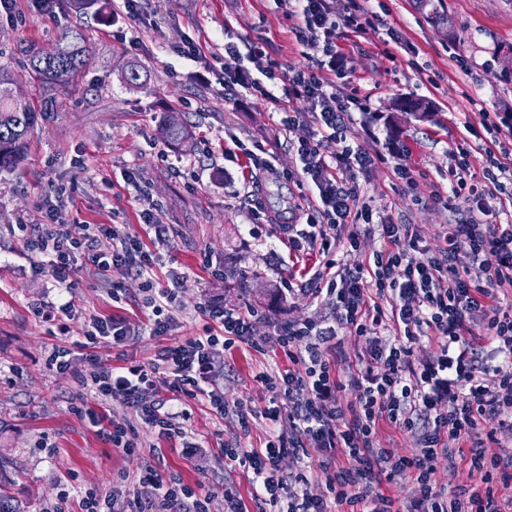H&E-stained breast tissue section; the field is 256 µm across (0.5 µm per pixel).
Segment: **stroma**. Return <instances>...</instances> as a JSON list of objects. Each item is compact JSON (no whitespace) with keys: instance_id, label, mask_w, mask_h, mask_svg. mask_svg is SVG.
Listing matches in <instances>:
<instances>
[{"instance_id":"obj_1","label":"stroma","mask_w":512,"mask_h":512,"mask_svg":"<svg viewBox=\"0 0 512 512\" xmlns=\"http://www.w3.org/2000/svg\"><path fill=\"white\" fill-rule=\"evenodd\" d=\"M442 4L444 16L438 19L419 7L418 0H371L369 7L382 23L378 30L341 39L348 69L336 81L340 95L357 92L370 98L369 112L353 115L348 144L369 143L383 151L398 141L426 174L405 195L393 184L391 164L379 165L357 173L364 195L378 216L413 225L431 245L438 244L445 225L468 212L464 198L443 204L430 197L432 188L447 191L456 145L470 127L484 141H493L485 113H512V82L502 78L504 68L512 69V0ZM21 7L24 18L0 15V66L16 75V98L28 99L37 91L25 76L20 42L51 43L62 31L78 29L95 62L78 78L65 111L35 129L20 171L0 174V502L16 512H79L77 495L63 497V490H109L118 475L136 476L143 459L137 452L112 449L97 437L87 417L72 410L76 374L87 367V351L39 323L33 308L69 303L75 330L84 318L109 312L136 325L149 313L146 295L140 280L128 277L119 298H112L110 283L84 260L78 261L69 287H59L50 273L35 270L19 222L37 221L45 198L62 187L70 196L65 219L72 235L86 224L124 226L156 254L157 287H165L168 270L184 273L177 320L167 336H144L100 349V357L117 366L129 360L149 362L158 345L202 335L205 321L198 307L206 301L228 309H264L268 318L253 332L260 344L282 322L323 315L318 302L283 287L287 281H304L317 260L309 250L289 252L280 227L301 214L303 200L286 175L301 171L290 144L312 133L309 105L294 101L300 122L285 134L277 109L245 91L226 94L222 85L225 74L239 66L225 54V43L265 42L276 65V77L267 86L283 99L289 77L321 57L322 45L297 41L294 19L276 0H139L133 16L121 0H107L101 15L75 11L68 0H57L49 14L38 11L36 0H22ZM188 39L206 45L203 59L193 62L177 55V47ZM407 40L417 45V54L405 52ZM129 59L149 71L144 87L121 84V66ZM404 99L426 101L432 111L426 117L394 111V103ZM171 111L195 128L192 153L162 138L159 123ZM236 142L248 154L270 158L282 178L254 167L248 154L225 159V149ZM250 190L256 191L263 209L278 214L279 223H253L241 203ZM151 207L166 229L159 240L142 218ZM57 343L71 349V366L64 371L47 362ZM224 360L219 384L229 402L252 410L249 430H242L235 416L219 419L193 406L191 422L210 447L209 454L193 463L183 457L178 442L158 440L146 429L140 437L158 444L167 472L210 490L211 512H224L228 482L234 483L248 512H258L246 472L226 473L219 449L226 444L259 447L268 430L261 412L270 394L255 376L276 359L242 345L225 352Z\"/></svg>"}]
</instances>
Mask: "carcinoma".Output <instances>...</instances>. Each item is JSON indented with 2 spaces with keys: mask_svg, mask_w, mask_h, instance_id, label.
Here are the masks:
<instances>
[{
  "mask_svg": "<svg viewBox=\"0 0 512 512\" xmlns=\"http://www.w3.org/2000/svg\"><path fill=\"white\" fill-rule=\"evenodd\" d=\"M19 52L26 58L27 75L39 88L37 97L19 101L12 98V75L0 66V172L17 171L29 153V139L38 122L66 106L78 76L93 64L85 35L79 30L63 31L49 48L20 42ZM143 68L136 62L121 70L122 83L129 88L146 84ZM161 132L174 145H186L193 138L188 124L171 115L164 118Z\"/></svg>",
  "mask_w": 512,
  "mask_h": 512,
  "instance_id": "obj_1",
  "label": "carcinoma"
}]
</instances>
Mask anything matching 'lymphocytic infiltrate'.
I'll list each match as a JSON object with an SVG mask.
<instances>
[{
    "label": "lymphocytic infiltrate",
    "mask_w": 512,
    "mask_h": 512,
    "mask_svg": "<svg viewBox=\"0 0 512 512\" xmlns=\"http://www.w3.org/2000/svg\"><path fill=\"white\" fill-rule=\"evenodd\" d=\"M288 15L297 17L298 41H319L323 56L291 80L292 98L306 101L318 126L317 134L294 143L302 164L295 184L310 190L306 227L285 225L288 246L317 251L323 266L301 286L313 299L333 305L334 319L310 318L281 325L265 345L284 355L285 366L259 372L257 379L271 399L262 416L269 430L257 448H222L228 467H243L255 502L285 507L286 512H393V499L376 488L396 474L410 475L412 485L404 512H512V457L491 452L501 428L512 429V301L500 299L512 291V224H482L468 219L448 225L437 246L425 244L411 225L375 220L364 201L355 175L386 163L374 148L346 143L352 110L366 111L357 96L341 97L329 73L344 74L347 56L337 43L339 30L359 34L374 27L377 15L361 0L337 15L335 0H278ZM248 64L228 74L226 90L242 87L259 92L274 107L282 101L252 76L250 65H265L261 42L238 49ZM471 148L458 150V166L448 178V193L481 204L484 196L503 189L512 178V163L501 161L471 169ZM444 192V193H447ZM443 192L433 191L434 200ZM64 190H55V206L42 212L39 235L24 246L35 259L36 270H48L58 284H66L78 259L98 270L143 280L146 302L152 309L148 324L132 327L124 318L90 316L80 334L92 348L115 347L139 337L167 335L175 324L172 305L183 276L171 272L167 287L155 285L156 257L138 235L115 224H86L72 236L60 219L67 202ZM376 227L380 249L369 264L341 267L339 246L356 248L361 227ZM468 263H461L460 254ZM494 257L484 279H472L469 264ZM204 333L175 346L157 349L147 364L113 366L90 356L78 376L80 402L95 400L85 413L105 442L127 453L139 448V425L158 438L179 442L187 460L205 455L206 448L187 423L188 402L206 403L217 416L230 404L215 376L224 366V353L237 344H252L253 327L265 315L254 307L225 309L208 303L200 308ZM482 326L494 343L498 362L483 359L475 347L474 326ZM349 330L365 342L360 368L341 377L340 330ZM437 342L433 361L415 364L414 347L422 340ZM171 392L157 398L158 389ZM350 391L347 406L339 394ZM118 400L137 409L141 422L110 418L101 407ZM287 432H280V424ZM414 434L418 452L395 455L376 445L382 427ZM447 454L468 468L472 482L448 494L438 488L435 461ZM292 455L302 469L284 475L280 463ZM326 476L321 495L309 493L308 471ZM126 512H210L212 494L202 484H188L162 470L157 448H149L139 476L125 488Z\"/></svg>",
    "instance_id": "lymphocytic-infiltrate-1"
}]
</instances>
